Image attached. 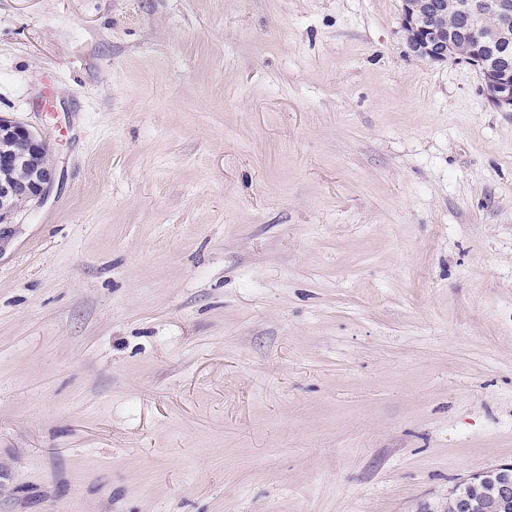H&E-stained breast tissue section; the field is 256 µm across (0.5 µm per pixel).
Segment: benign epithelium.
Instances as JSON below:
<instances>
[{"label": "benign epithelium", "mask_w": 512, "mask_h": 512, "mask_svg": "<svg viewBox=\"0 0 512 512\" xmlns=\"http://www.w3.org/2000/svg\"><path fill=\"white\" fill-rule=\"evenodd\" d=\"M400 27L413 56L479 69L487 100L512 112V0H401ZM0 224L40 205L54 180L49 144L26 125L0 117ZM448 512H499L512 502V463L476 472Z\"/></svg>", "instance_id": "obj_1"}]
</instances>
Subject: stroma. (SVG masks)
Here are the masks:
<instances>
[{
	"label": "stroma",
	"mask_w": 512,
	"mask_h": 512,
	"mask_svg": "<svg viewBox=\"0 0 512 512\" xmlns=\"http://www.w3.org/2000/svg\"><path fill=\"white\" fill-rule=\"evenodd\" d=\"M0 512H448L512 462V112L400 0H0ZM0 141V224H9L22 208L44 201L54 169L49 144L23 123L1 116Z\"/></svg>",
	"instance_id": "35a3bbf8"
}]
</instances>
